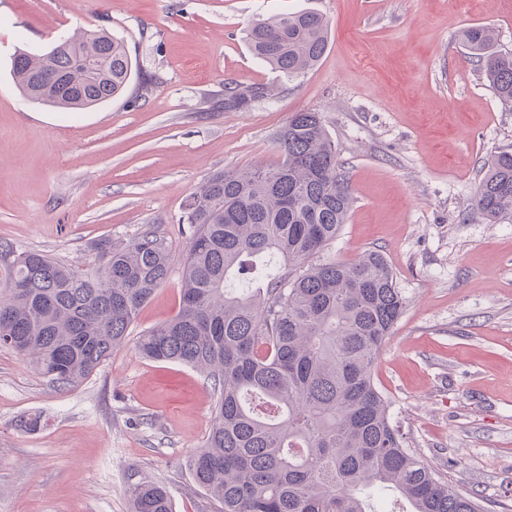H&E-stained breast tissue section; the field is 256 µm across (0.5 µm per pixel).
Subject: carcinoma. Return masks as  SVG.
<instances>
[{
  "label": "carcinoma",
  "mask_w": 512,
  "mask_h": 512,
  "mask_svg": "<svg viewBox=\"0 0 512 512\" xmlns=\"http://www.w3.org/2000/svg\"><path fill=\"white\" fill-rule=\"evenodd\" d=\"M246 39L291 79L325 54L328 21L314 10L270 15ZM463 43L512 102V51L495 47L484 26L467 29ZM11 75L29 100L78 112L121 96L132 61L124 39L80 30L18 53ZM276 94L274 85L236 84L225 89L224 110ZM275 143L276 166L216 172L191 195L179 258L150 228L128 242L98 239L83 273L0 241V347L58 386L79 384L122 346L177 264L179 311L137 348L212 380V428L188 467L219 512H377V494L399 512H480L407 451L374 385V364L406 307L385 258L368 251L313 262L353 203L319 113H293ZM474 202L489 221L512 220V153L487 163ZM130 500L131 512H173L158 483L133 484Z\"/></svg>",
  "instance_id": "obj_1"
}]
</instances>
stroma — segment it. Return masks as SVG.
Wrapping results in <instances>:
<instances>
[{
	"instance_id": "1",
	"label": "stroma",
	"mask_w": 512,
	"mask_h": 512,
	"mask_svg": "<svg viewBox=\"0 0 512 512\" xmlns=\"http://www.w3.org/2000/svg\"><path fill=\"white\" fill-rule=\"evenodd\" d=\"M304 9L326 17L329 45L288 80L244 31ZM477 25L512 49V0H0V241L84 271L99 238L150 228L182 255L190 194L214 172L277 164L289 116L319 113L354 197L322 256L379 251L406 298L374 384L410 452L484 512H512V221L474 208L485 163L512 152V104L463 46ZM78 28L123 38L135 71L123 96L75 118L25 99L10 70L16 50ZM231 81L278 94L228 112ZM179 288L171 277L78 385L0 348V512H130L142 478L175 512H218L187 466L213 384L136 348L176 316ZM35 414L45 425L27 432Z\"/></svg>"
}]
</instances>
